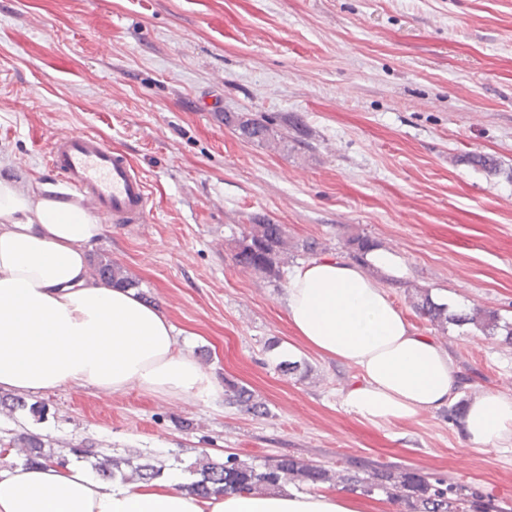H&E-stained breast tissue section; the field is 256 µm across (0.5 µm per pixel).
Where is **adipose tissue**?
<instances>
[{
  "instance_id": "adipose-tissue-1",
  "label": "adipose tissue",
  "mask_w": 512,
  "mask_h": 512,
  "mask_svg": "<svg viewBox=\"0 0 512 512\" xmlns=\"http://www.w3.org/2000/svg\"><path fill=\"white\" fill-rule=\"evenodd\" d=\"M105 226L77 199L45 184L0 176V390L67 386L105 393L131 388L203 401L217 383L176 338L159 307L128 287L101 286L88 249ZM288 322L303 345L352 365L359 380L344 408L372 424L414 419L453 403L459 377L433 337L419 334L383 285L357 264L327 255L293 268ZM461 424L480 448L512 439V398L484 392ZM0 512H396L331 487L199 496L179 474L104 482L79 462L0 469Z\"/></svg>"
}]
</instances>
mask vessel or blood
<instances>
[{
  "mask_svg": "<svg viewBox=\"0 0 512 512\" xmlns=\"http://www.w3.org/2000/svg\"><path fill=\"white\" fill-rule=\"evenodd\" d=\"M46 165L109 223H146L151 197L145 180L99 134L59 135L48 149Z\"/></svg>",
  "mask_w": 512,
  "mask_h": 512,
  "instance_id": "obj_1",
  "label": "vessel or blood"
}]
</instances>
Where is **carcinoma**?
I'll list each match as a JSON object with an SVG mask.
<instances>
[{
	"mask_svg": "<svg viewBox=\"0 0 512 512\" xmlns=\"http://www.w3.org/2000/svg\"><path fill=\"white\" fill-rule=\"evenodd\" d=\"M230 126L241 136L258 144L274 136L271 120L265 116L240 114ZM288 237V225L254 217L236 241L233 262L244 270L266 277H278L281 255L287 249ZM345 246L349 253L362 258L373 251L377 243L365 234L356 233L348 236ZM96 272L99 280L106 285L131 284L123 269L109 261L100 262ZM410 304L419 318L445 329L448 310L432 300L429 290L418 289L410 298ZM463 321L488 337H502V344L512 346V323L501 322L496 311L476 307L472 313L463 317ZM225 396L230 404L255 413L260 411L261 403L255 401L252 391L243 385L226 383ZM0 408L10 416L18 410H26L40 418L46 411L45 405L36 402L29 405L20 398L11 404L1 400ZM5 447L18 449L30 464L65 462L63 458L54 459L49 439L40 434L23 431L11 437ZM137 458L141 462L135 464L131 457L106 455L94 465V469L104 480L119 476L125 481H150L162 475L164 464L161 460L152 456L144 459L140 454ZM196 475L197 480L190 488L199 495L209 494L217 485L224 492L232 493L243 489L266 492L290 483L312 487L334 483L342 491L354 496L372 498L384 495L397 500L406 505L407 512H466L468 507V500L447 481L437 479L432 482L416 469L397 466L371 465L332 471L294 456L283 455L260 463H248L230 454L222 462L211 458L203 460L196 469Z\"/></svg>",
	"mask_w": 512,
	"mask_h": 512,
	"instance_id": "obj_1",
	"label": "carcinoma"
}]
</instances>
